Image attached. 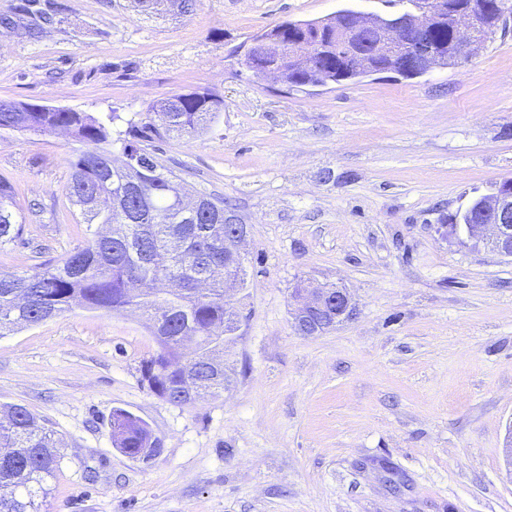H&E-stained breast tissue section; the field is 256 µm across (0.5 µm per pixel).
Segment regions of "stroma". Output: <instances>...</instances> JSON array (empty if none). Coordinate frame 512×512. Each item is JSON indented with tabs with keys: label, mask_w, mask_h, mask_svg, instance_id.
Returning a JSON list of instances; mask_svg holds the SVG:
<instances>
[{
	"label": "stroma",
	"mask_w": 512,
	"mask_h": 512,
	"mask_svg": "<svg viewBox=\"0 0 512 512\" xmlns=\"http://www.w3.org/2000/svg\"><path fill=\"white\" fill-rule=\"evenodd\" d=\"M402 0H199L184 17L130 0H0V100L118 112L191 88L224 100L192 136L148 150L192 194L249 227L248 319L226 345L234 380L177 407L141 380L145 318L73 309L0 337V405L61 439L50 512H512V259L449 236V215L512 179V12L471 57L286 89L236 49L285 21ZM0 179L22 234L0 272L54 264L90 235L71 207L63 131L8 133ZM348 288L352 319L291 325L299 282ZM143 420L151 461L115 447L110 417Z\"/></svg>",
	"instance_id": "35a3bbf8"
}]
</instances>
